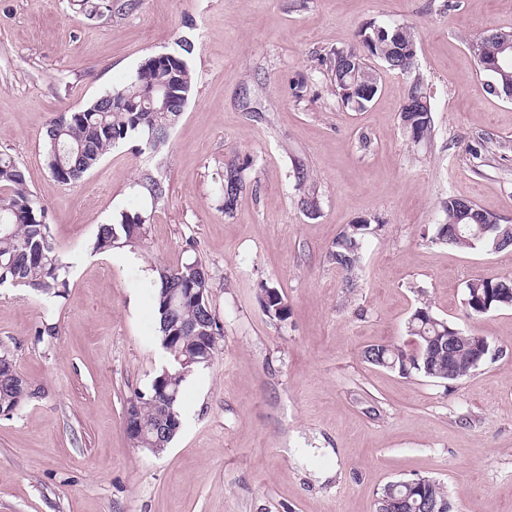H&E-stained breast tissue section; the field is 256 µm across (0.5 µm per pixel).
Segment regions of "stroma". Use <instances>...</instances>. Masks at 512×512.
I'll list each match as a JSON object with an SVG mask.
<instances>
[{"mask_svg": "<svg viewBox=\"0 0 512 512\" xmlns=\"http://www.w3.org/2000/svg\"><path fill=\"white\" fill-rule=\"evenodd\" d=\"M77 0H0V154L25 171L70 263L66 299L0 288V353L42 395L0 416V512H376L387 483L431 477L453 512H512V308L466 317L474 277H512V252L430 241L454 195L512 224V102L491 95L472 44L512 31V0H140L89 17ZM404 24L414 69L380 68L365 110L333 94L324 59L359 47L369 24ZM194 51V90L160 154L119 144L77 183L50 173L43 134L160 53ZM433 132L411 142L401 108L413 81ZM247 190L224 214V165ZM308 180L297 190L295 163ZM160 167L156 202L137 184ZM318 210H303L302 192ZM141 214L126 264L89 248L98 225ZM376 223L355 288L328 260L343 229ZM198 257L223 328L186 389L168 449L131 447L124 409L163 364L146 277ZM275 285L290 313L259 303ZM497 349L453 382L364 361L403 343L414 309ZM54 326L38 337L36 326ZM259 299L265 314L270 320L283 322L288 319V304L276 286L264 284L260 290Z\"/></svg>", "mask_w": 512, "mask_h": 512, "instance_id": "obj_1", "label": "stroma"}]
</instances>
